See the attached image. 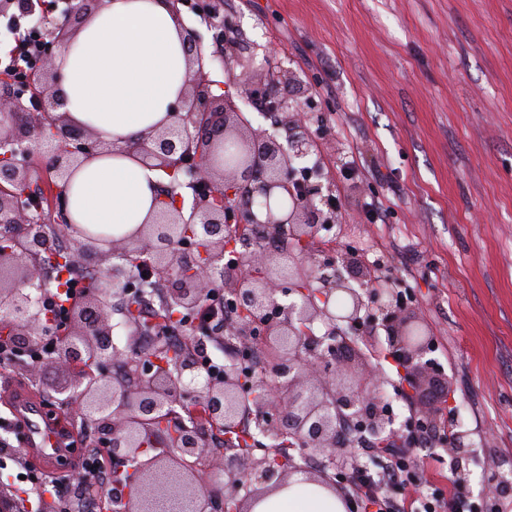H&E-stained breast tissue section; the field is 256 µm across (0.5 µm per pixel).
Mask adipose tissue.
<instances>
[{"label":"adipose tissue","instance_id":"adipose-tissue-1","mask_svg":"<svg viewBox=\"0 0 512 512\" xmlns=\"http://www.w3.org/2000/svg\"><path fill=\"white\" fill-rule=\"evenodd\" d=\"M61 109L72 123L114 144L73 178V224L122 233L155 208L161 171L122 153L131 139L169 120L189 79L179 22L168 0H105L55 58ZM253 512H346L336 493L314 483L269 494Z\"/></svg>","mask_w":512,"mask_h":512}]
</instances>
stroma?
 <instances>
[{"label":"stroma","instance_id":"1","mask_svg":"<svg viewBox=\"0 0 512 512\" xmlns=\"http://www.w3.org/2000/svg\"><path fill=\"white\" fill-rule=\"evenodd\" d=\"M237 21L257 63L307 82L319 168L335 184L343 223L321 230L308 257L352 247L379 261L429 324V354L450 382L430 408L440 428L468 432L475 501L512 468V0H210ZM390 207L374 224L366 200ZM371 364L396 424L422 413L418 394ZM66 366L43 358L0 368V396L24 391L63 413Z\"/></svg>","mask_w":512,"mask_h":512}]
</instances>
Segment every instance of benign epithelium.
<instances>
[{"label":"benign epithelium","instance_id":"obj_1","mask_svg":"<svg viewBox=\"0 0 512 512\" xmlns=\"http://www.w3.org/2000/svg\"><path fill=\"white\" fill-rule=\"evenodd\" d=\"M89 2L64 0L61 17L49 19L43 63L35 74L36 94L26 100L20 86L0 94V148L6 150L0 164V224L16 228L0 247V334L14 337L29 352L41 351L44 337L57 336L56 359L68 367H94L90 375L72 370L67 405L98 425L102 446L112 454V483L121 512H166L176 504L186 505L188 512H227L229 501L236 503L235 512H251L267 490L288 486L296 474L336 488L333 471L350 464V448L364 438L383 444L394 431V416L379 394L383 378L370 366L357 336L362 324L381 322L414 390L443 389L446 379L435 375L426 359L432 348L428 326L403 300L392 278L377 275L355 249H338L310 262L295 253L342 217L335 186L306 166L318 150L309 127L308 89L290 75L295 97L275 93L272 70L256 66L254 55L238 50L240 32L220 13L207 11L205 23L214 43L224 49V93H213L215 82L204 71L197 34L182 26L194 75L174 107L175 121L121 148L150 168L189 177L190 206L180 196L169 206L165 193L153 223L128 234L103 237L73 230L84 240L83 257L106 264L105 272L97 289H84L69 307L63 332L43 305L53 295L43 263L53 252V237L32 216L30 188L44 186L49 205L66 224L73 169L108 150L92 132L57 113L54 90L56 53L88 17ZM237 96L266 99L278 126L288 130L287 145L254 128L236 105ZM33 110L44 120L29 127L24 116ZM35 145L50 158V181L34 176L30 158ZM253 225L288 236V248L269 251L239 239L241 230ZM241 243L248 249L237 252L240 271L224 279V298L237 307L228 335L259 334L266 349L277 351L252 393L234 363L202 382V364L189 359L173 368L161 364L156 351L165 347L162 336L147 354L110 342V298L132 287L123 259L145 255L154 276L175 277L179 287L166 295L169 305L181 316L196 315L217 287L215 273L224 270L226 255ZM187 247L192 248L189 256ZM317 322L325 327L320 336L313 332ZM112 361L123 366L124 376L101 372ZM185 404L203 419L182 425L179 433L163 426L153 429L152 448L146 449L143 428L164 413L173 416V408ZM247 418L272 439L288 434L294 441L291 448L318 452L325 463L313 473L296 462L278 469L270 464V453H254L255 440L241 452L226 440L231 455L224 467L201 475L198 463L209 448L208 429L237 431ZM464 438L456 433L448 448L453 471L462 481L470 460Z\"/></svg>","mask_w":512,"mask_h":512}]
</instances>
